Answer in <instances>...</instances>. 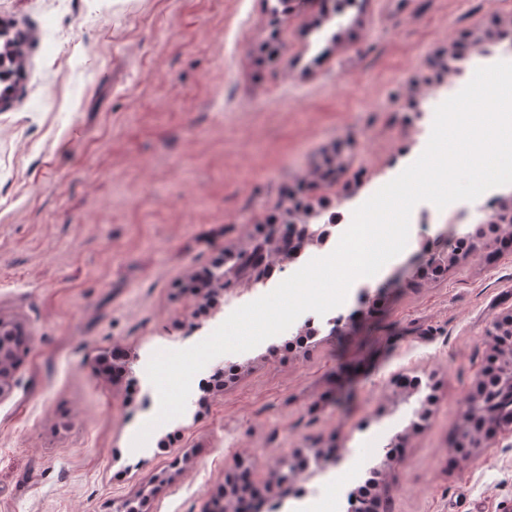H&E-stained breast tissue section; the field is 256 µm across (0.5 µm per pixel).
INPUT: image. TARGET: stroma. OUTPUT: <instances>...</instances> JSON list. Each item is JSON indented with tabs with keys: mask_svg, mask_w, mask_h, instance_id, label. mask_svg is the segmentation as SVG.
<instances>
[{
	"mask_svg": "<svg viewBox=\"0 0 512 512\" xmlns=\"http://www.w3.org/2000/svg\"><path fill=\"white\" fill-rule=\"evenodd\" d=\"M509 32L512 0H0V322L31 338L0 398V512H113L139 494L146 512H213L242 471L272 502L276 470L312 459L299 479L331 512L372 466L388 512L512 501L506 428L450 461L485 330L512 311L500 242L437 277L403 264L362 284L340 333L321 316L303 347L296 322L216 357L236 379L192 386L133 447L152 355L229 315L191 277L280 223L297 186L347 216L424 150L434 85L456 94L469 78L449 69ZM116 347L118 378L100 362ZM413 376L438 382L418 428Z\"/></svg>",
	"mask_w": 512,
	"mask_h": 512,
	"instance_id": "35a3bbf8",
	"label": "stroma"
}]
</instances>
